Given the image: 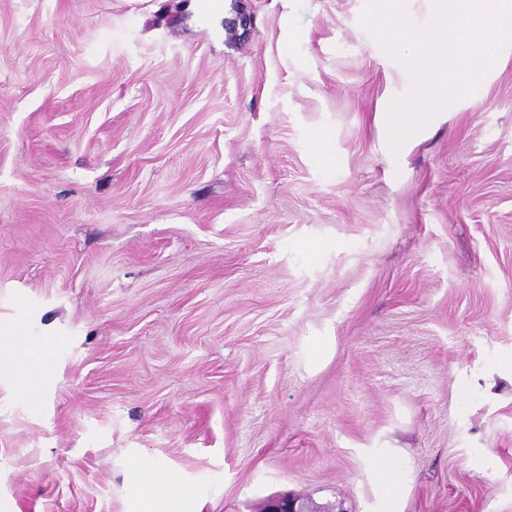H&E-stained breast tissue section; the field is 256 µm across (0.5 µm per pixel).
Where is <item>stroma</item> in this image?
I'll use <instances>...</instances> for the list:
<instances>
[{
	"label": "stroma",
	"mask_w": 512,
	"mask_h": 512,
	"mask_svg": "<svg viewBox=\"0 0 512 512\" xmlns=\"http://www.w3.org/2000/svg\"><path fill=\"white\" fill-rule=\"evenodd\" d=\"M363 4L0 0V512H512V51L396 157ZM9 344L12 348L23 350L24 353L43 366H46L50 351L47 347H34L29 336H25L22 332L16 331L14 336L10 337ZM150 470V473H146ZM132 480L144 486L138 500L137 512H185L174 509V500H189L192 492L185 485H178L175 479L156 469L145 458H137L130 463ZM149 476V477H147Z\"/></svg>",
	"instance_id": "35a3bbf8"
}]
</instances>
